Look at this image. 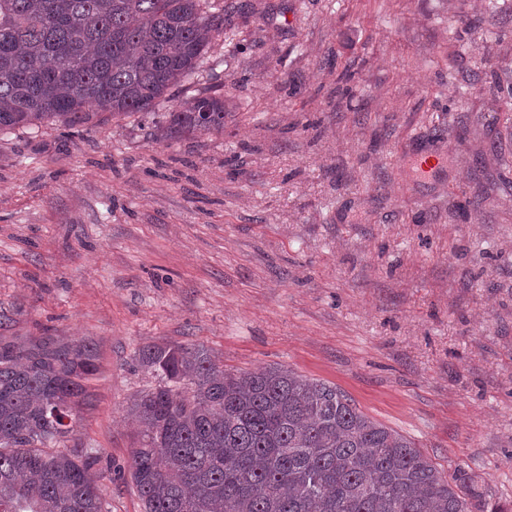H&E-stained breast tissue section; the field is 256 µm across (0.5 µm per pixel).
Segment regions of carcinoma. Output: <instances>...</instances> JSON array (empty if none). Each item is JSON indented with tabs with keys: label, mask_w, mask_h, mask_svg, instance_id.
<instances>
[{
	"label": "carcinoma",
	"mask_w": 512,
	"mask_h": 512,
	"mask_svg": "<svg viewBox=\"0 0 512 512\" xmlns=\"http://www.w3.org/2000/svg\"><path fill=\"white\" fill-rule=\"evenodd\" d=\"M216 0H0V133L151 117L168 141L224 131V96L156 112L224 37ZM139 365L158 384L135 396L140 424L120 476L145 512H467L472 479L446 477L411 439L340 389L282 365L224 370L197 345L153 343ZM90 344L0 340V512H107L112 471L70 448Z\"/></svg>",
	"instance_id": "1"
}]
</instances>
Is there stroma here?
Returning <instances> with one entry per match:
<instances>
[{
  "label": "stroma",
  "mask_w": 512,
  "mask_h": 512,
  "mask_svg": "<svg viewBox=\"0 0 512 512\" xmlns=\"http://www.w3.org/2000/svg\"><path fill=\"white\" fill-rule=\"evenodd\" d=\"M214 91L220 133H0V338L96 343L76 445L125 464L138 350L202 345L338 387L511 507L512 0H224L158 109Z\"/></svg>",
  "instance_id": "35a3bbf8"
}]
</instances>
